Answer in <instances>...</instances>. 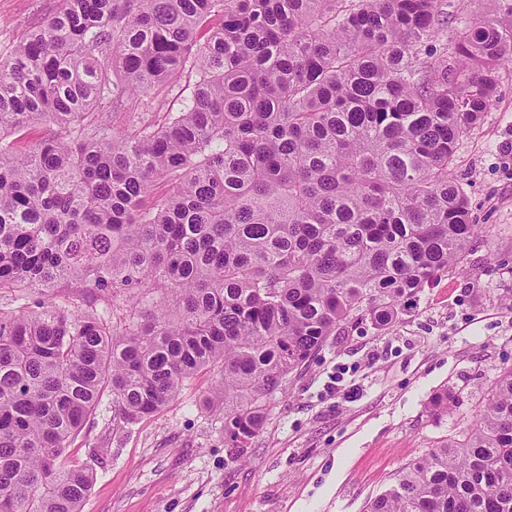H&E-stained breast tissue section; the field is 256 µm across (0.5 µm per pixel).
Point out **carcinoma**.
<instances>
[{
	"label": "carcinoma",
	"mask_w": 512,
	"mask_h": 512,
	"mask_svg": "<svg viewBox=\"0 0 512 512\" xmlns=\"http://www.w3.org/2000/svg\"><path fill=\"white\" fill-rule=\"evenodd\" d=\"M493 2L450 34L440 0H60L0 59V298L29 299L0 303V512H82L61 457L104 392L133 425L208 366L240 459L330 337L464 267L456 151L512 58ZM186 74L155 125L94 113ZM366 512H512V366Z\"/></svg>",
	"instance_id": "cac0c4a2"
}]
</instances>
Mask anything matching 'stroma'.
Listing matches in <instances>:
<instances>
[{"instance_id":"stroma-1","label":"stroma","mask_w":512,"mask_h":512,"mask_svg":"<svg viewBox=\"0 0 512 512\" xmlns=\"http://www.w3.org/2000/svg\"><path fill=\"white\" fill-rule=\"evenodd\" d=\"M57 6L0 0V54ZM184 96L178 85L97 110L124 130L130 112L147 121L177 111ZM455 175L481 226L465 271L424 289L388 329L366 321L332 337L289 377L241 460L224 446L219 368L201 369L173 402L124 428L104 393L62 458L94 472L83 512H364L402 467L471 425L500 368L512 365V65L500 70L481 124L460 140ZM447 387L458 403L432 420L425 406Z\"/></svg>"}]
</instances>
